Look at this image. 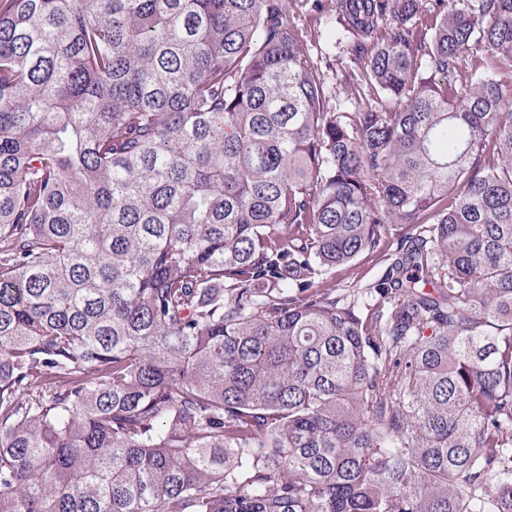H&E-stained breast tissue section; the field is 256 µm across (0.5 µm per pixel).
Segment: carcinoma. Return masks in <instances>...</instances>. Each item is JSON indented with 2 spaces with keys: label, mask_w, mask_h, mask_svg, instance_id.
Masks as SVG:
<instances>
[{
  "label": "carcinoma",
  "mask_w": 512,
  "mask_h": 512,
  "mask_svg": "<svg viewBox=\"0 0 512 512\" xmlns=\"http://www.w3.org/2000/svg\"><path fill=\"white\" fill-rule=\"evenodd\" d=\"M293 2L0 0V512H512V0ZM294 17L303 34L308 54L322 67L323 76L330 90L329 107L337 112H355L358 100L347 91L346 70L352 72L349 54L346 53L350 38L336 24L333 17L318 16L309 4L297 3ZM384 265L372 257L362 256L352 268L339 267L333 270L332 276L339 287L349 285L353 281L361 279V283L370 282L381 275ZM347 283V284H346Z\"/></svg>",
  "instance_id": "1"
}]
</instances>
